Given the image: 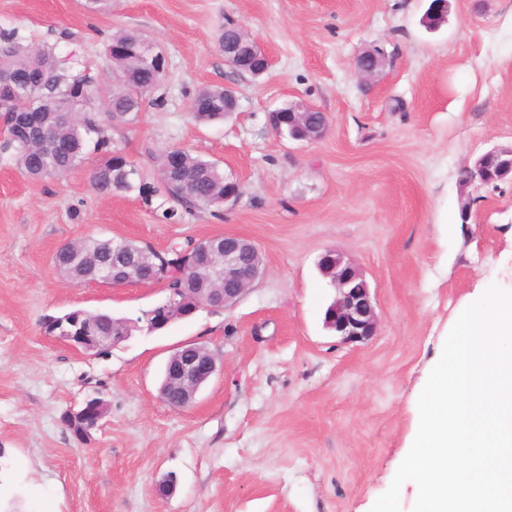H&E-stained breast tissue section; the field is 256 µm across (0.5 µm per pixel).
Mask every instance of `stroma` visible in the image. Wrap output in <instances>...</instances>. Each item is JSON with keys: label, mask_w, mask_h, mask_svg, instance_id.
Returning <instances> with one entry per match:
<instances>
[{"label": "stroma", "mask_w": 512, "mask_h": 512, "mask_svg": "<svg viewBox=\"0 0 512 512\" xmlns=\"http://www.w3.org/2000/svg\"><path fill=\"white\" fill-rule=\"evenodd\" d=\"M0 0V26L51 45L116 87L106 40L153 41L168 62L162 106L112 128L114 147L152 167L165 148L219 162L243 194L220 213L160 223L132 193L98 196L90 164L32 182L0 151V503L20 512H370L405 457L448 320L478 287L512 289V179L460 171L512 146V0ZM235 21L268 52L259 78L230 72L215 42ZM378 50L369 79L354 59ZM236 89L237 112L201 124L203 87ZM326 112L318 141L277 136L268 114L289 101ZM469 213H462L463 204ZM233 234L259 248L265 273L230 309L133 331L90 356L44 336L40 320L83 309L134 319L160 285L79 286L52 263L88 236L164 249ZM334 250L370 285L380 327L343 344L324 325L335 297L317 267ZM220 368L186 410L159 396L161 371L186 342ZM109 404L91 444L60 416L91 393ZM178 484L164 495L167 473Z\"/></svg>", "instance_id": "1"}]
</instances>
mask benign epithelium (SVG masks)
Wrapping results in <instances>:
<instances>
[{"mask_svg": "<svg viewBox=\"0 0 512 512\" xmlns=\"http://www.w3.org/2000/svg\"><path fill=\"white\" fill-rule=\"evenodd\" d=\"M224 64L236 75L257 78L266 73L271 61L267 51L254 38L224 46ZM381 60L376 52L365 50L355 59L358 75L373 76ZM319 111L305 101H296L288 109L269 113L270 125L279 134L293 140L313 142L328 129L327 115L315 119ZM203 252L208 262L200 267L201 276L224 282L222 288H211L201 298L194 297L185 288H170L165 279L152 282L162 285L164 301L157 312L146 317L148 330L169 326L179 318H187L199 309H227L234 306L263 273V262L258 248L250 241L235 235L214 236L204 240ZM321 273L329 279L336 291V299L325 314V325L344 344L365 343L377 334L380 318L373 303L370 286L359 267L349 258L334 251H326L318 261ZM129 329L118 327L110 336H94L91 324L61 320L54 339L74 350H92L103 353L128 338ZM218 370L216 355L196 342L179 345L165 364L166 389L181 394V407L188 408L196 395ZM107 409L101 397H89L82 406L66 411V419L82 421L91 431L98 426Z\"/></svg>", "mask_w": 512, "mask_h": 512, "instance_id": "1", "label": "benign epithelium"}]
</instances>
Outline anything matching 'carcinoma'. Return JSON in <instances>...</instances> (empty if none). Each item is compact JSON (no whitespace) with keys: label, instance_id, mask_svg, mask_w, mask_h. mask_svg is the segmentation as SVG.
Returning <instances> with one entry per match:
<instances>
[{"label":"carcinoma","instance_id":"carcinoma-1","mask_svg":"<svg viewBox=\"0 0 512 512\" xmlns=\"http://www.w3.org/2000/svg\"><path fill=\"white\" fill-rule=\"evenodd\" d=\"M145 43L147 40L135 32L112 34L107 48L120 47L125 56L117 64L119 89L106 92L109 107L100 108L93 100L102 89L94 87L91 76L72 73L54 48H31L23 44L16 29L0 28V71L18 78L34 73L39 84L32 100L38 119L32 122L23 112L11 116L14 131L9 134L6 149L11 151V160L20 174L32 181L63 175L94 155L91 184L97 193L135 192L146 205L154 206L159 221L183 224L200 210L224 208V172L219 163L183 149L174 168L170 164L171 150L165 149L157 157L156 168L147 169L112 148V124H133L141 112L163 103L157 90L165 83L167 72L145 61ZM74 97L83 100L82 111H59L60 100ZM190 109L199 121L224 119V88L199 89ZM482 166L496 184L512 178V169L500 158L485 157ZM125 248L129 254L149 255L140 272L143 277L167 279L171 288L210 287L193 277H178L179 269H191L203 259L199 241H175L165 250L127 241ZM52 263L78 285L98 281L105 266L111 268L115 281L125 280L121 262L112 257L110 237L68 242L54 253Z\"/></svg>","mask_w":512,"mask_h":512}]
</instances>
